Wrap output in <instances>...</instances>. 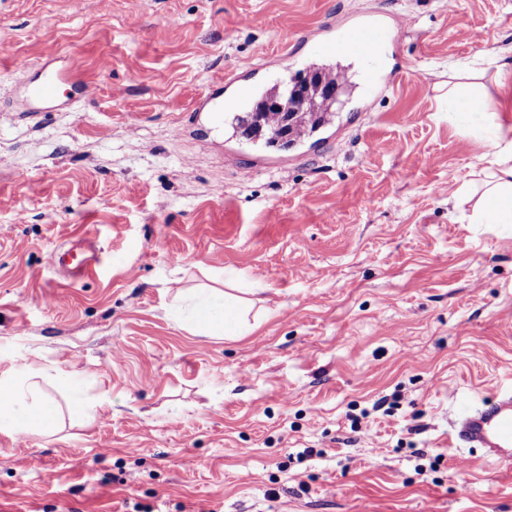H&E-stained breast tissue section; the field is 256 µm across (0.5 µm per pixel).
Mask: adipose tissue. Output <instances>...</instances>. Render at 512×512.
<instances>
[{
	"label": "adipose tissue",
	"mask_w": 512,
	"mask_h": 512,
	"mask_svg": "<svg viewBox=\"0 0 512 512\" xmlns=\"http://www.w3.org/2000/svg\"><path fill=\"white\" fill-rule=\"evenodd\" d=\"M448 112L476 115L480 128L492 146L487 154L482 194L474 206L477 224H512V127H503L490 118V104L482 95L449 88ZM178 315L186 324L234 339L251 331L253 309L250 299L229 292L211 290L176 295ZM56 420L54 404L25 388L21 378L0 375V432L15 434L49 432Z\"/></svg>",
	"instance_id": "obj_1"
}]
</instances>
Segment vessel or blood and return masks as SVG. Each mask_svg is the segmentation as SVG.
Here are the masks:
<instances>
[{
  "instance_id": "b4317fda",
  "label": "vessel or blood",
  "mask_w": 512,
  "mask_h": 512,
  "mask_svg": "<svg viewBox=\"0 0 512 512\" xmlns=\"http://www.w3.org/2000/svg\"><path fill=\"white\" fill-rule=\"evenodd\" d=\"M400 29L399 23L384 21L382 13L379 12L369 19L358 22L346 34L340 36L335 35L334 25L329 24L322 29L323 38L319 53L328 60L342 53L361 63L363 87L373 96L384 88V51L387 46L395 43ZM251 69V64L246 63L243 64L241 71L226 73L224 78L215 81L208 94L199 102L198 111L209 113L212 122L222 123L224 90L235 85L240 72H248ZM68 82L69 78L65 73L48 71L41 79L27 87V97L36 104H52L59 98ZM54 261L67 273L83 277L93 272L97 258L88 248L75 243L57 251ZM453 435L464 447L481 448L488 456L512 459V389L496 394L481 405L468 409L454 425Z\"/></svg>"
}]
</instances>
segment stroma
Listing matches in <instances>:
<instances>
[{"label":"stroma","instance_id":"obj_1","mask_svg":"<svg viewBox=\"0 0 512 512\" xmlns=\"http://www.w3.org/2000/svg\"><path fill=\"white\" fill-rule=\"evenodd\" d=\"M379 8L412 68L372 98L337 58L327 141L283 166L235 108L191 121L225 71L257 64L238 88L259 96L301 33ZM511 49L512 0H0V375L58 408L26 445L0 432V512H512V468L453 438L512 389V224L456 197L491 145L446 96L477 71L512 126L487 64ZM43 68L68 93L28 107ZM80 240L102 262L74 280L51 256ZM230 273L253 331L173 316Z\"/></svg>","mask_w":512,"mask_h":512}]
</instances>
